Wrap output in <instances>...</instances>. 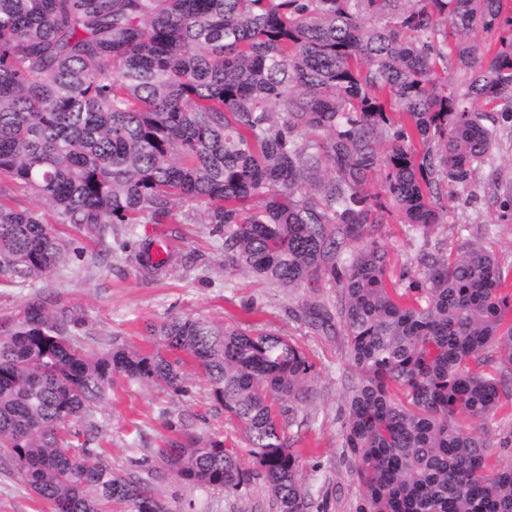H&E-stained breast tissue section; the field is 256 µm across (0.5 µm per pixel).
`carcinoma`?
<instances>
[{"instance_id":"obj_1","label":"carcinoma","mask_w":512,"mask_h":512,"mask_svg":"<svg viewBox=\"0 0 512 512\" xmlns=\"http://www.w3.org/2000/svg\"><path fill=\"white\" fill-rule=\"evenodd\" d=\"M492 112L512 120L503 0H0V276L67 262L72 239L43 205L103 242L202 200L229 264L337 288L336 311L304 316L340 322L360 373L343 420L358 512H512V443L487 426L512 402L507 275L466 240L397 285L374 238L390 206L428 235L442 194L492 166ZM81 322L47 292L0 319V464L51 512H168L152 485L169 477L261 481L274 512H324L288 436L313 368L290 341L186 318L150 329L151 351L93 353ZM188 356L240 421L250 466L179 417L143 475L115 472L92 435L114 374L179 392Z\"/></svg>"}]
</instances>
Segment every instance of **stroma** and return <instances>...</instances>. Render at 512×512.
I'll return each instance as SVG.
<instances>
[{
  "mask_svg": "<svg viewBox=\"0 0 512 512\" xmlns=\"http://www.w3.org/2000/svg\"><path fill=\"white\" fill-rule=\"evenodd\" d=\"M475 196L443 197L445 215L427 242H420L398 214L380 230L389 254L392 278L412 270L421 246L457 252L463 238L476 239L503 269L512 271V221L503 219L496 202L497 184L487 169L477 171ZM163 245L169 255L164 275L144 274L134 259L143 248ZM68 264L44 280L15 284L0 278V317L17 312L48 284L51 294L81 315L86 347L102 353L113 343L150 348L146 325L175 318H203L216 324L256 325L287 338L313 364L311 395L299 407L289 432L301 440L300 478L325 512H356L362 489L343 455L342 410L347 389L358 376L348 358L345 333L323 331L305 318L313 304L332 308L337 291L324 277L299 288H279L251 271L224 262V236L206 221L204 205L187 203L166 224H133L126 233L103 243L74 237ZM183 391L132 383L115 377L94 422L97 438L110 450L112 467L125 473L142 455L160 445L168 418L191 417L197 432L223 438L226 447L246 454L248 439L235 417L215 406L202 372L188 366ZM154 493L170 512H269L263 483L230 492L198 488L177 479L155 485ZM0 512H49L34 499L19 475L0 467Z\"/></svg>",
  "mask_w": 512,
  "mask_h": 512,
  "instance_id": "35a3bbf8",
  "label": "stroma"
}]
</instances>
